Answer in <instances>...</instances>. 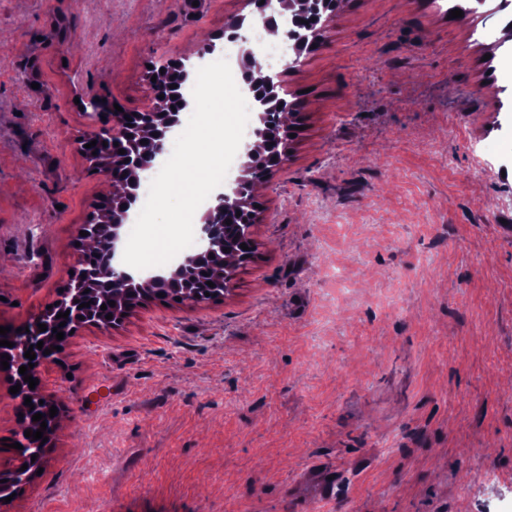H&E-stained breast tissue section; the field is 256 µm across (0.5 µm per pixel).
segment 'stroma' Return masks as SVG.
Wrapping results in <instances>:
<instances>
[{"instance_id":"1","label":"stroma","mask_w":512,"mask_h":512,"mask_svg":"<svg viewBox=\"0 0 512 512\" xmlns=\"http://www.w3.org/2000/svg\"><path fill=\"white\" fill-rule=\"evenodd\" d=\"M343 0L282 65L303 128L217 302L80 325L67 410L9 512H501L512 501V35L495 0ZM255 0H0V326L71 283L111 180L80 150L149 63L207 59ZM494 38H487V31ZM101 115L83 111L90 97ZM0 370V471L19 400ZM331 469L327 496L308 484Z\"/></svg>"}]
</instances>
